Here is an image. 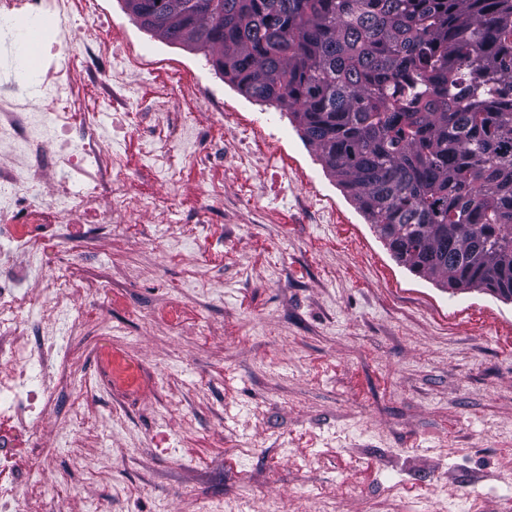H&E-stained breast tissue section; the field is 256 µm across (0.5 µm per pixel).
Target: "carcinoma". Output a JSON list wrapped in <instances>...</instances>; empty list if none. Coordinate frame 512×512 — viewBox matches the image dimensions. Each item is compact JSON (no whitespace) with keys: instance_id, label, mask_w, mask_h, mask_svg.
Returning a JSON list of instances; mask_svg holds the SVG:
<instances>
[{"instance_id":"cac0c4a2","label":"carcinoma","mask_w":512,"mask_h":512,"mask_svg":"<svg viewBox=\"0 0 512 512\" xmlns=\"http://www.w3.org/2000/svg\"><path fill=\"white\" fill-rule=\"evenodd\" d=\"M288 109L396 260L512 294V0H123Z\"/></svg>"}]
</instances>
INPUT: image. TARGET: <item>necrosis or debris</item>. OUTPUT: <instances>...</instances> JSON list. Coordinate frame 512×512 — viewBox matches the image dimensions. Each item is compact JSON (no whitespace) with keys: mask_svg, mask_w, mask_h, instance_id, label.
Listing matches in <instances>:
<instances>
[{"mask_svg":"<svg viewBox=\"0 0 512 512\" xmlns=\"http://www.w3.org/2000/svg\"><path fill=\"white\" fill-rule=\"evenodd\" d=\"M97 15L98 0H74L70 10L61 0H0V27L6 29L34 16L55 30ZM101 53V47L87 45L69 52L68 61L82 63L106 110L136 109L123 73L94 67ZM0 153L13 159L0 165V512H53L41 488L43 470L21 456H43L36 427L53 412L58 389L77 365L72 355V339L82 323L77 300L112 285L111 274L86 275L76 261L80 252L111 237V225L105 220L92 225L79 239L73 226L93 210L136 224L152 202L131 196L123 159L101 134L98 113L83 110L77 101L71 111L50 113L0 105ZM76 177L81 188L69 186L49 197L34 192L43 181ZM38 268L51 274L36 299L29 280ZM39 306L60 312L61 325L34 321ZM91 355L117 390L142 376L143 365L131 357H115L99 347Z\"/></svg>","mask_w":512,"mask_h":512,"instance_id":"obj_1","label":"necrosis or debris"}]
</instances>
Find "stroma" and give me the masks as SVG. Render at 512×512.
Returning a JSON list of instances; mask_svg holds the SVG:
<instances>
[{
	"instance_id": "stroma-1",
	"label": "stroma",
	"mask_w": 512,
	"mask_h": 512,
	"mask_svg": "<svg viewBox=\"0 0 512 512\" xmlns=\"http://www.w3.org/2000/svg\"><path fill=\"white\" fill-rule=\"evenodd\" d=\"M98 2L70 46L105 43L106 67L134 49L143 65L127 79L140 97L177 71L197 92L158 100L143 120L104 118L132 193L156 197L170 221L111 216V239L82 260L111 267L118 286L106 309L85 310L78 340L133 352L155 384L127 391L116 420L94 361L78 366L61 405L82 411L80 425L54 415L37 426L56 512L105 500L112 512H467L477 493L512 512V302L411 273L287 110L141 29L121 0ZM21 74L16 44L0 40V102L25 105ZM212 98L236 118L215 122ZM172 112L224 148L200 165L177 146L173 183L147 159L142 129ZM201 205L224 219L196 239L185 219ZM151 234L173 247L156 255ZM81 437L86 479L70 469Z\"/></svg>"
}]
</instances>
